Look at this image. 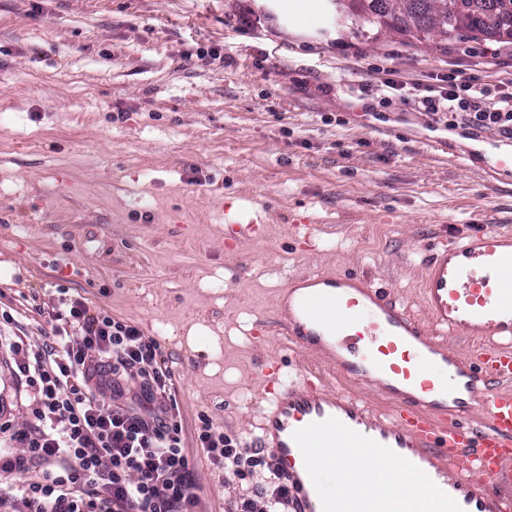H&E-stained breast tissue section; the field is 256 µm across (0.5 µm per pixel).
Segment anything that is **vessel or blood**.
<instances>
[{
  "label": "vessel or blood",
  "mask_w": 512,
  "mask_h": 512,
  "mask_svg": "<svg viewBox=\"0 0 512 512\" xmlns=\"http://www.w3.org/2000/svg\"><path fill=\"white\" fill-rule=\"evenodd\" d=\"M511 256L512 233L493 228L432 247L422 319L360 273L290 279L276 299L289 340L393 407L377 412L362 395L322 383L273 391L256 444L291 488L293 512H335L321 473L336 464L319 451L340 436L430 491L399 506L378 495L377 512H512V281L500 276ZM450 336L475 352L450 349ZM478 399L487 417L475 422Z\"/></svg>",
  "instance_id": "vessel-or-blood-1"
}]
</instances>
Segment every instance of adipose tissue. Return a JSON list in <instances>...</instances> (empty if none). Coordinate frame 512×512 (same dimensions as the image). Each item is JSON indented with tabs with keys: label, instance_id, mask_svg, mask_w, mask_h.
<instances>
[{
	"label": "adipose tissue",
	"instance_id": "ef3b65f1",
	"mask_svg": "<svg viewBox=\"0 0 512 512\" xmlns=\"http://www.w3.org/2000/svg\"><path fill=\"white\" fill-rule=\"evenodd\" d=\"M330 454L340 465L344 477L342 485L337 488V512H375L376 490L381 486L400 498L428 494V488L422 481L410 484L395 482L386 465L364 461L347 441H339Z\"/></svg>",
	"mask_w": 512,
	"mask_h": 512
}]
</instances>
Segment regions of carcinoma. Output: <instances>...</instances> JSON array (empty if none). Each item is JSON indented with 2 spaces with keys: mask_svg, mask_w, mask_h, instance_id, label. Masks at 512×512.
I'll use <instances>...</instances> for the list:
<instances>
[{
  "mask_svg": "<svg viewBox=\"0 0 512 512\" xmlns=\"http://www.w3.org/2000/svg\"><path fill=\"white\" fill-rule=\"evenodd\" d=\"M357 3L354 24L355 31L369 25L378 31H392L403 36H410L418 41L430 35L448 37V21H453L460 30L471 38L492 35L485 32L489 27L486 9L496 12L495 26L500 30L499 36L512 39V0H468L467 11H455L456 0H447L448 12L436 16L431 10V0H400L403 10L394 15L388 10L389 0H354Z\"/></svg>",
  "mask_w": 512,
  "mask_h": 512,
  "instance_id": "obj_1",
  "label": "carcinoma"
}]
</instances>
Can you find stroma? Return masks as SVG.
Instances as JSON below:
<instances>
[{
	"mask_svg": "<svg viewBox=\"0 0 512 512\" xmlns=\"http://www.w3.org/2000/svg\"><path fill=\"white\" fill-rule=\"evenodd\" d=\"M334 16L331 0H0V303L33 346L65 294L157 339L209 512L236 487L197 448V415L255 437L266 364L391 408L283 333L290 273H362L419 315L432 244L512 231L487 131L378 104V69L427 84L465 64L463 41ZM210 46L223 59L197 58ZM233 223L260 232L231 244ZM14 361L0 351L7 435L33 422Z\"/></svg>",
	"mask_w": 512,
	"mask_h": 512,
	"instance_id": "35a3bbf8",
	"label": "stroma"
}]
</instances>
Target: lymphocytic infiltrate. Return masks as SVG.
<instances>
[{
	"instance_id": "1",
	"label": "lymphocytic infiltrate",
	"mask_w": 512,
	"mask_h": 512,
	"mask_svg": "<svg viewBox=\"0 0 512 512\" xmlns=\"http://www.w3.org/2000/svg\"><path fill=\"white\" fill-rule=\"evenodd\" d=\"M382 103L414 88L421 112L445 129H492L512 138V73L484 84L461 71L435 84L381 78ZM52 338L30 348L0 309V345L16 354L33 425L0 448V472L25 475L19 494H0V512H203L182 439L178 389L160 343L139 326L64 298L48 312ZM195 441L209 466L239 492L224 512H288L290 490L272 456L253 440L199 415Z\"/></svg>"
}]
</instances>
